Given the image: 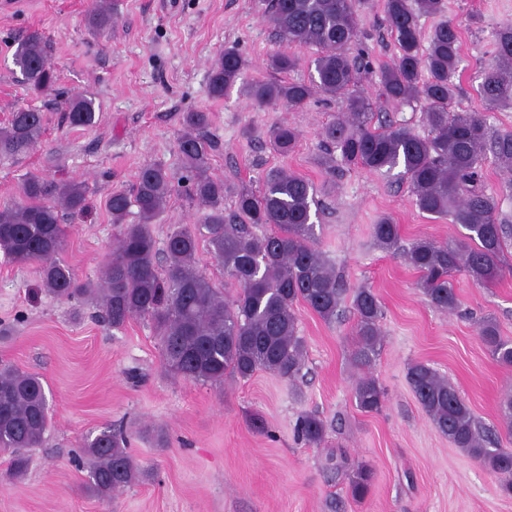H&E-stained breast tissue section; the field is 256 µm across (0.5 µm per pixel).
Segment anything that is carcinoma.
<instances>
[{
	"mask_svg": "<svg viewBox=\"0 0 512 512\" xmlns=\"http://www.w3.org/2000/svg\"><path fill=\"white\" fill-rule=\"evenodd\" d=\"M265 16L281 44L290 51L269 57V67L289 73L301 61L300 51L316 48L309 61V80L259 82L244 89L258 106L286 103L303 107L321 93L345 106L342 117L328 124L323 139L327 162L371 171H391L410 187L416 207L435 218H448L463 229V242L454 247L428 237L401 245L399 226L383 217L371 225L375 243L402 251L419 273L418 286L437 309L453 311L457 294L451 278L462 272L475 283L499 279L503 257L512 241V225L499 219L497 198L480 181L488 157L512 171V133L493 135L484 113L448 111L459 92L456 83L461 35L458 26L437 25L427 48L420 44V18L441 10V0H384L385 20L398 54L377 72L351 59L348 50L360 38L357 6L361 0H263ZM115 5L91 0L87 29L102 35L112 28ZM48 43L34 30L18 42L14 64L34 91L50 89L56 80L47 57ZM244 59L231 46L224 48L208 76V91L220 99L241 76ZM379 87L380 96L398 105L423 103L429 134L410 128L376 127L373 103L361 89L362 76ZM478 95L484 109L512 101V24L496 32L495 61L484 70ZM95 100L76 95L65 101L62 121L72 127L95 124ZM206 112L182 114L177 139L185 175L175 178L163 165L139 168L132 191H117L108 201L118 228L101 277L83 281L57 260L67 236L63 215H83L89 203L87 182L27 177L21 198L0 204V255L8 263L38 268L44 288L59 301L86 300L99 304L104 322L119 330L134 318L148 320L155 331L165 368L189 381L221 384L224 376L248 379L264 370L290 381L304 367L305 344L298 335L295 306L303 304L326 322L341 316L350 299L356 316L357 347L353 362L363 370L354 386L356 406L378 413L385 389L368 372L382 345V305L370 288H348L334 264L316 247L317 205L309 180L273 168L262 176L260 190L239 191L234 209L224 210V183L209 173L215 148L207 134ZM43 114L20 107L0 127V160L9 161L38 145ZM275 151H294L299 132L289 125L269 134ZM185 192L203 212L201 223L173 228L165 242L166 266L155 262L156 245L150 230L182 182ZM137 208V223L126 220ZM206 231L213 258L224 268L232 293L214 288L198 267V232ZM483 345L494 359L512 367V340L500 335L495 322L480 327ZM407 381L435 427L468 457L498 478V488L512 497V448L481 427L460 393L434 368L423 362L408 366ZM50 427L45 389L39 376L0 364V450L11 457L8 477L22 479L29 467V450L38 447ZM298 437L311 447L326 441L323 420L314 411L299 415ZM89 464V491L107 500L112 493L143 483L150 471L141 468L121 435L105 427L84 444ZM349 489L362 500L370 492L373 472L357 467L348 476Z\"/></svg>",
	"mask_w": 512,
	"mask_h": 512,
	"instance_id": "carcinoma-1",
	"label": "carcinoma"
}]
</instances>
